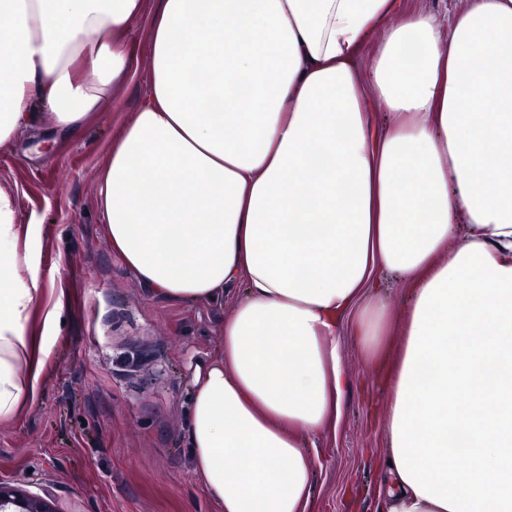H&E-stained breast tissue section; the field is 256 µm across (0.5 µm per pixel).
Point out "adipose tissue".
Returning a JSON list of instances; mask_svg holds the SVG:
<instances>
[{"mask_svg":"<svg viewBox=\"0 0 512 512\" xmlns=\"http://www.w3.org/2000/svg\"><path fill=\"white\" fill-rule=\"evenodd\" d=\"M0 0V144L35 103L76 134L138 80L97 187L107 240L153 296L223 306L188 410L217 512H311L350 325L382 363L380 512H512V0ZM384 30L365 65L368 36ZM386 109L375 128L371 100ZM410 288L404 312L378 275ZM43 313V333L28 323ZM62 304L0 191V421L34 396ZM145 38V30L140 28L135 30L130 37L134 47L132 62L140 73V82L138 84L121 85L114 89L115 99L122 105L124 113H121V116L124 118H129L132 112H135L137 104L146 92L144 76L150 68V55Z\"/></svg>","mask_w":512,"mask_h":512,"instance_id":"adipose-tissue-1","label":"adipose tissue"}]
</instances>
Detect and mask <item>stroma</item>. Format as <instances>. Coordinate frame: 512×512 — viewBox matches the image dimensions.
Segmentation results:
<instances>
[{
  "label": "stroma",
  "instance_id": "1",
  "mask_svg": "<svg viewBox=\"0 0 512 512\" xmlns=\"http://www.w3.org/2000/svg\"><path fill=\"white\" fill-rule=\"evenodd\" d=\"M145 92L142 82L116 87L121 112L100 110L78 134L39 123L0 145V189L14 196L20 227L38 225V269L63 303L34 401L0 421V479L54 500L59 512H216L193 471L187 408L193 372L215 351L233 303L149 296L100 221L96 185L117 118ZM340 356L351 383L340 423L318 442L313 512H377L388 445L371 402L387 372L347 327Z\"/></svg>",
  "mask_w": 512,
  "mask_h": 512
}]
</instances>
